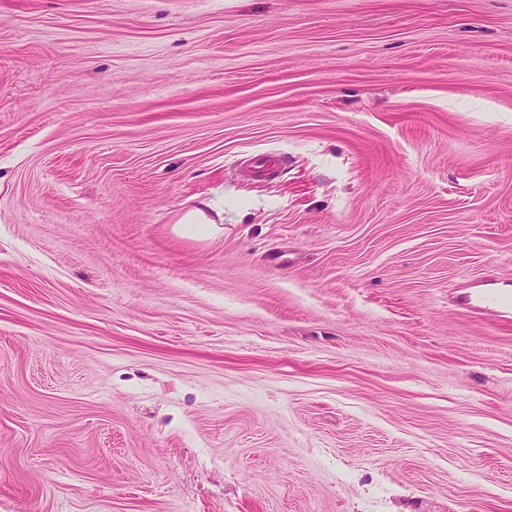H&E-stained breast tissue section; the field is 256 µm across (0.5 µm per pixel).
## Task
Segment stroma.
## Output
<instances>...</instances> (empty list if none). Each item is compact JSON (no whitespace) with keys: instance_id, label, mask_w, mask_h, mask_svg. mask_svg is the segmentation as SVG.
Wrapping results in <instances>:
<instances>
[{"instance_id":"obj_1","label":"stroma","mask_w":512,"mask_h":512,"mask_svg":"<svg viewBox=\"0 0 512 512\" xmlns=\"http://www.w3.org/2000/svg\"><path fill=\"white\" fill-rule=\"evenodd\" d=\"M0 512H512V0H0ZM212 206L209 202H202L201 206L191 208L183 214L178 221L179 224H185V230L190 237L206 238L214 230L213 221H211L203 207Z\"/></svg>"}]
</instances>
